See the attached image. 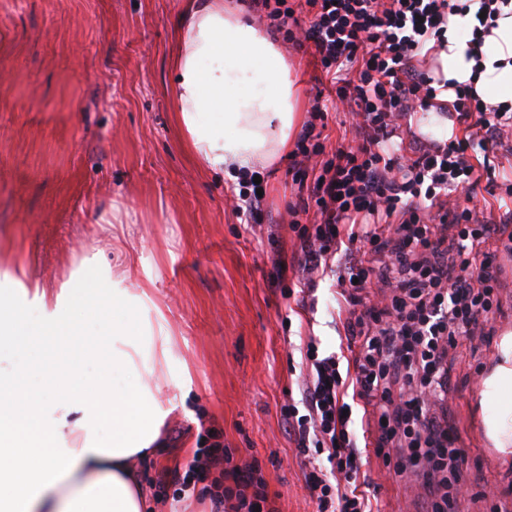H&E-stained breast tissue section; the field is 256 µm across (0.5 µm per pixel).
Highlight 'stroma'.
Returning <instances> with one entry per match:
<instances>
[{
	"label": "stroma",
	"mask_w": 512,
	"mask_h": 512,
	"mask_svg": "<svg viewBox=\"0 0 512 512\" xmlns=\"http://www.w3.org/2000/svg\"><path fill=\"white\" fill-rule=\"evenodd\" d=\"M180 0H0V289L54 302L101 241L130 269L122 286L152 349L150 372L116 370L115 392L147 381L167 416L165 441L136 459L155 512H210V481L176 502L158 492L215 432L253 449L278 512H313L306 468L280 411L299 393L301 348L344 352L335 276L315 302L283 296L296 281L298 241L279 217L297 199L287 155L266 167V213L241 223L228 177L199 168L176 123L169 76ZM485 345L448 356V419L461 437L465 491L451 512H512V459L485 438L477 364L492 366L512 332V263ZM380 512H417L420 488L369 457Z\"/></svg>",
	"instance_id": "stroma-1"
}]
</instances>
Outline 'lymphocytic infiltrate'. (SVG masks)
<instances>
[{
	"label": "lymphocytic infiltrate",
	"instance_id": "lymphocytic-infiltrate-1",
	"mask_svg": "<svg viewBox=\"0 0 512 512\" xmlns=\"http://www.w3.org/2000/svg\"><path fill=\"white\" fill-rule=\"evenodd\" d=\"M271 35L308 52L327 82L290 156L297 188L288 207L303 272L327 274L338 253L350 262L336 284L343 324L358 346L340 373L336 355L305 351L300 401L282 415L306 467L314 512H375L364 457L417 476L423 512H448L462 487V449L448 421V352L473 336L479 321L500 311L496 256L487 239L512 223V179L497 219L450 206L448 196L479 179L472 154L512 135V107L484 104L472 83H453L449 111L463 135L445 142L394 147L401 120L436 107L434 78L420 64L428 41H443L463 0H245ZM342 110L353 143L326 145L330 110ZM379 423L373 448L359 445L353 403ZM220 471L224 484L212 512H278L256 457L235 459L221 442L197 449L174 473L173 495L193 496L199 481Z\"/></svg>",
	"mask_w": 512,
	"mask_h": 512
}]
</instances>
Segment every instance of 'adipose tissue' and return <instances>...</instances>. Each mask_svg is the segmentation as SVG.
Wrapping results in <instances>:
<instances>
[{
    "label": "adipose tissue",
    "mask_w": 512,
    "mask_h": 512,
    "mask_svg": "<svg viewBox=\"0 0 512 512\" xmlns=\"http://www.w3.org/2000/svg\"><path fill=\"white\" fill-rule=\"evenodd\" d=\"M478 0L449 17L439 76L473 82L492 105H512V4L469 59L460 29L477 24ZM170 91L176 120L196 161L211 171L225 164L269 165L287 147L298 121V90L274 43L224 0H183ZM78 298L84 317L104 320L128 300L117 282L89 283ZM34 320L0 292V346L30 361L43 392L16 370L0 367V512H144L147 503L132 465L160 440L164 412L149 385L135 393L108 389L103 375L159 356L126 328L89 334L70 314L69 296L47 305L34 295ZM100 375H79L84 358ZM483 431L500 452L512 451V332L499 341L498 361L481 390ZM112 429L101 443L96 432Z\"/></svg>",
    "instance_id": "1"
}]
</instances>
